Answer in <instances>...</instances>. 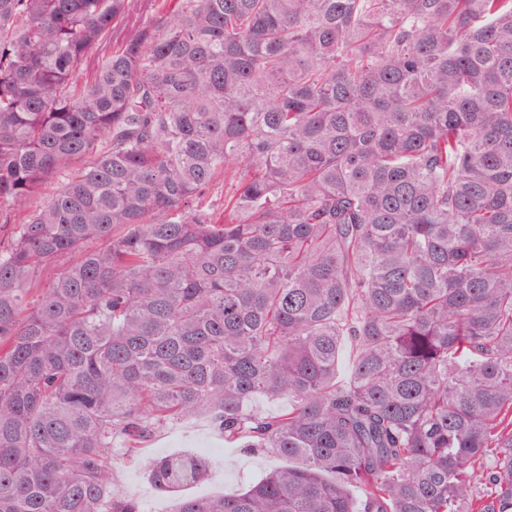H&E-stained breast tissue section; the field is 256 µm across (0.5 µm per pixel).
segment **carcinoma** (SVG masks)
<instances>
[{
  "mask_svg": "<svg viewBox=\"0 0 512 512\" xmlns=\"http://www.w3.org/2000/svg\"><path fill=\"white\" fill-rule=\"evenodd\" d=\"M153 2L0 0V512H512V0ZM120 45V41H116L115 38L108 43H104L101 46L95 48L85 60L83 66L80 69L78 74V82L80 84H85L93 80L96 71L98 69V64L102 58L108 56L114 48H117ZM120 459L113 472V489L133 496L141 512H173L176 497L158 489L146 476L144 464L148 459L171 454H195L212 462L207 479L187 488V496L205 497L234 495L261 480L283 461L268 452L243 453L224 442V436L214 431L203 416H196L168 426L142 444L141 462Z\"/></svg>",
  "mask_w": 512,
  "mask_h": 512,
  "instance_id": "carcinoma-1",
  "label": "carcinoma"
}]
</instances>
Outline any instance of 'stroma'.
<instances>
[{
	"instance_id": "stroma-1",
	"label": "stroma",
	"mask_w": 512,
	"mask_h": 512,
	"mask_svg": "<svg viewBox=\"0 0 512 512\" xmlns=\"http://www.w3.org/2000/svg\"><path fill=\"white\" fill-rule=\"evenodd\" d=\"M171 454H195L212 462L207 479L187 488L190 496L233 495L261 480L282 461L268 452L247 454L225 443L204 417L166 427L144 442L136 462L118 461L113 472L116 492L134 497L140 512H174V495L158 489L144 472L145 460Z\"/></svg>"
}]
</instances>
